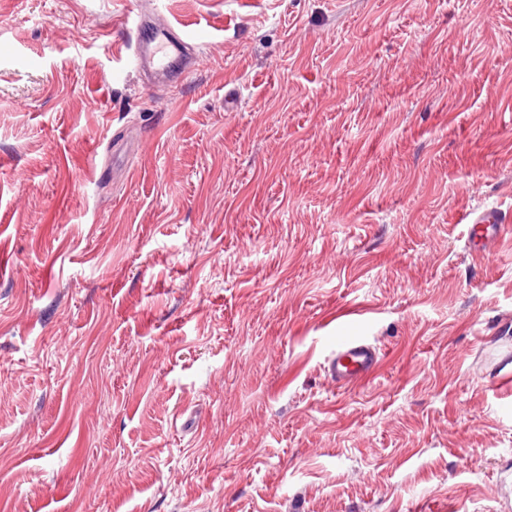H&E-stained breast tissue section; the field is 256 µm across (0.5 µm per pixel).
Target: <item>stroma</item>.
<instances>
[{"mask_svg":"<svg viewBox=\"0 0 512 512\" xmlns=\"http://www.w3.org/2000/svg\"><path fill=\"white\" fill-rule=\"evenodd\" d=\"M157 8L199 61L152 86ZM485 207L512 0H0V512H512ZM467 226V240L470 249L483 253L494 248L502 236L504 214L496 209L484 210L478 214L467 213L462 217ZM379 349L359 336H336L334 355L328 361L326 374L336 389L354 384L375 372Z\"/></svg>","mask_w":512,"mask_h":512,"instance_id":"1","label":"stroma"}]
</instances>
